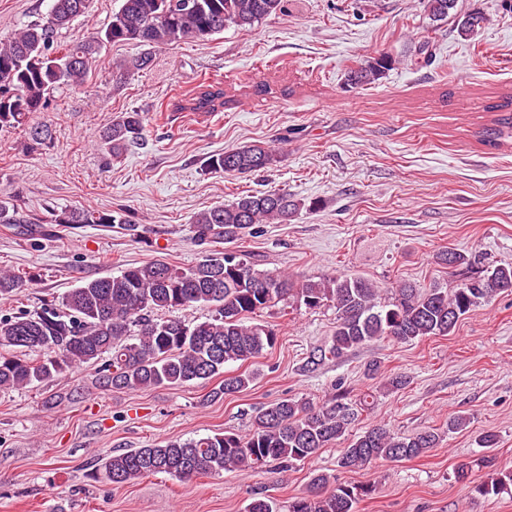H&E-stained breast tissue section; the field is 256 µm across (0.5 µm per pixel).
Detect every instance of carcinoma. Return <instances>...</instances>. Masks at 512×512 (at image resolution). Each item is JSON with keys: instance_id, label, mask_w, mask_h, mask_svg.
Here are the masks:
<instances>
[{"instance_id": "carcinoma-1", "label": "carcinoma", "mask_w": 512, "mask_h": 512, "mask_svg": "<svg viewBox=\"0 0 512 512\" xmlns=\"http://www.w3.org/2000/svg\"><path fill=\"white\" fill-rule=\"evenodd\" d=\"M91 0H51L47 13L6 40L0 39V127L26 126L31 115L48 109L50 95L60 89L84 87L89 69L111 44H134L142 52L129 58L126 71L152 64V48L177 47L205 41L234 26L252 30L283 11V0H120L108 22L85 40L64 44L62 30L89 13ZM435 21L448 19L456 0H423ZM475 13L458 22L469 35L484 26ZM393 66L381 53L347 73L345 82L361 88L379 82ZM224 107V91L201 84L175 105L177 112H216ZM147 114L123 112L103 131L110 155L119 158L143 141ZM480 141L499 147L512 141V113L502 112L493 125L479 131ZM277 162L273 149L246 144L218 154L208 167L241 175L264 170ZM322 208L320 200L296 199L280 191L250 192L229 204L199 212L193 220L194 238L201 244L242 239L255 224H286L302 209ZM57 224H128L119 212L64 210ZM23 208L0 201V224H29ZM225 252L211 250L197 264L177 267L156 260L117 272L84 279L41 310H20L0 317V391L22 390L50 382L83 365L96 364L99 384L106 389L142 390L182 386L224 373L227 364L263 355L276 341L275 331L250 320L281 302L317 309L336 307L331 344L317 350L311 363L341 358L349 351L381 339L411 342L448 336L459 320L501 292L512 291V265H489L462 277L449 290L402 282L384 295L368 279L328 275L300 281L288 274L257 268L245 254L235 255L233 269L224 266ZM437 262L455 272L480 260L454 249L436 255ZM23 280L0 272V301L19 296ZM193 305L211 309L210 318L186 322L171 312ZM41 352L40 358L29 356ZM254 373L224 377L213 396L245 390ZM372 394L354 401L335 393L322 401L284 398L261 407L249 433L224 432L189 440H168L144 448L97 458L98 471L114 485H126L154 473L190 483L226 471H256L275 462L287 470L316 458L323 449L345 440L337 460L344 470L362 468L378 459L411 460L439 442L432 429L400 436L382 424L349 436L358 414L374 408ZM512 485V470L500 471L475 486L481 497L497 496ZM371 493L368 485L336 483L325 473L314 474L307 490L289 501L288 512H355ZM247 512H278L269 496L254 498Z\"/></svg>"}]
</instances>
